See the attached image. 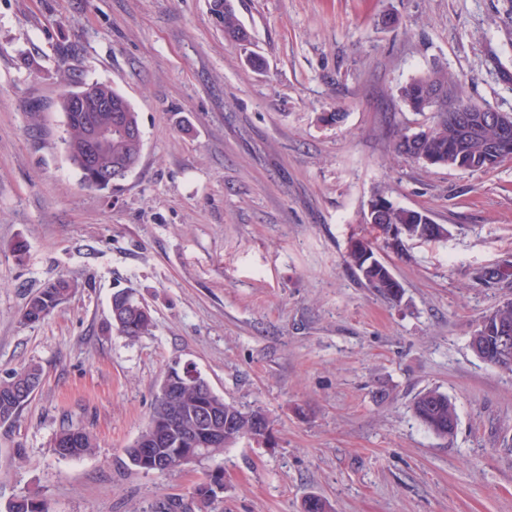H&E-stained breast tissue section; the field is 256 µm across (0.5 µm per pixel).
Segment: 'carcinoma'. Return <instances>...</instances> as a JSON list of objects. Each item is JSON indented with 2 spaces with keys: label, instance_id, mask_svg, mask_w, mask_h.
<instances>
[{
  "label": "carcinoma",
  "instance_id": "cac0c4a2",
  "mask_svg": "<svg viewBox=\"0 0 512 512\" xmlns=\"http://www.w3.org/2000/svg\"><path fill=\"white\" fill-rule=\"evenodd\" d=\"M224 39L239 45L249 40L247 30L238 20L234 8L224 10L222 21ZM448 91L451 98L468 103L470 99L464 92L448 83V72L436 70L414 79L400 88V97L409 107L418 101L431 98L437 91ZM60 110L65 117L68 137L64 140L66 152L71 163L79 171L83 168L84 123L79 112L68 109L66 97L60 99ZM431 133L423 138L413 139L408 133L397 134L395 150L398 154L414 159L422 152L434 156L430 164L450 169L469 171H487L494 169L506 160H512V149L498 151L499 132L496 123L489 120L483 124L475 123L466 128L459 122L455 113L448 112L438 105L430 124ZM143 142L112 135L110 151L100 159V166H122L130 161H140ZM363 223L369 225V236L358 239L357 245L349 248L345 262L356 274L358 280L367 288L383 298L400 301V283L391 268L376 254L378 244L388 241L390 228L403 231L405 239L435 241L448 237V227L436 223L425 210H414L388 203L384 218L364 212ZM506 273L499 267L484 268L475 274L481 283L493 286L503 280ZM78 285L67 279L59 278L48 282L33 294L23 312L22 321L34 324L45 319ZM112 325L129 338L149 333L153 317L148 305L139 301L128 291H118L111 300ZM512 336V304L501 303L489 309L480 319L474 330L470 345L473 351L487 365L512 372V342L501 346L499 336ZM41 384V371L36 366H28L12 372L8 378L0 380V424L14 421L25 404ZM207 385L201 376L196 380L183 381L177 394L166 399H156L145 429L128 449L132 464L145 471L164 474L167 468H156L148 459L153 454L159 457H171L177 449L164 444L159 424L174 434L189 437L193 433L194 418L199 406L204 404L212 412L224 417V446L230 447L242 438L256 442L268 440L272 431V421L266 410L261 407L247 411L226 401L224 396L213 391L202 392ZM412 411L420 422L438 437L447 438L454 434L457 426V413L448 396L434 389L419 393L413 403ZM96 447L93 437L79 428H68L57 435L55 452L64 458H77L90 453ZM224 486L219 474L193 488V498L202 506L217 500L219 494L214 485ZM6 512H46L44 503L27 496L10 501Z\"/></svg>",
  "mask_w": 512,
  "mask_h": 512
}]
</instances>
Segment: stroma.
Masks as SVG:
<instances>
[{
  "mask_svg": "<svg viewBox=\"0 0 512 512\" xmlns=\"http://www.w3.org/2000/svg\"><path fill=\"white\" fill-rule=\"evenodd\" d=\"M232 4L248 45L225 41L209 0H0V377L42 371L0 425V512L23 495L49 512H302L311 495L331 512H512V372L469 345L512 299V160L435 168L394 145L427 122L399 88L436 69L512 113V0ZM79 81L138 114L140 162L109 190L86 187L62 143L58 100ZM379 192L449 230L380 251L397 303L345 262ZM497 266L502 282L476 280ZM58 278L76 290L23 323ZM121 289L151 309L148 334L112 326ZM176 363L264 407L270 440L164 474L133 466ZM429 389L455 405L451 437L411 410ZM67 427L94 452L58 456ZM216 471L224 492L200 506L192 490Z\"/></svg>",
  "mask_w": 512,
  "mask_h": 512,
  "instance_id": "stroma-1",
  "label": "stroma"
}]
</instances>
